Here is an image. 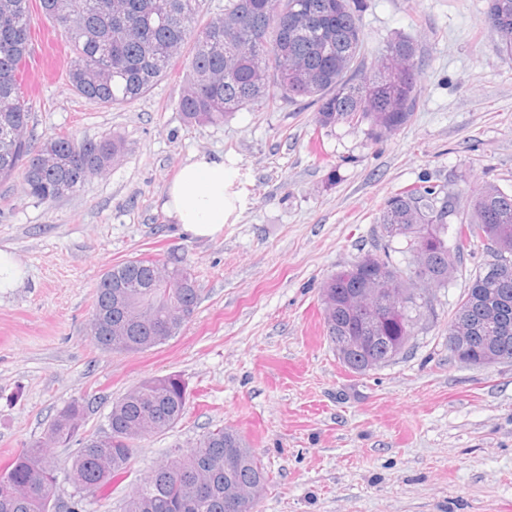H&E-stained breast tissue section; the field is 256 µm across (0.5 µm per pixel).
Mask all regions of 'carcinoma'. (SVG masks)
I'll list each match as a JSON object with an SVG mask.
<instances>
[{"label": "carcinoma", "instance_id": "1", "mask_svg": "<svg viewBox=\"0 0 512 512\" xmlns=\"http://www.w3.org/2000/svg\"><path fill=\"white\" fill-rule=\"evenodd\" d=\"M30 0H0V181L21 172L24 192L43 203L76 192L85 181L121 153L119 141L103 137L98 151L86 156L82 142L59 134L40 141L25 136L31 119L19 65L31 52ZM202 0H39L41 12L58 27L70 54L72 90L94 105L131 103L144 95L190 46L189 84L178 103L189 123H220L256 102L276 105L307 99L316 106L320 128L343 123L367 126L378 140L407 125L413 116L420 68L416 46L400 37L386 46L391 57L373 74H363L365 33L359 0H225L224 14L196 25ZM124 16L126 33L117 39L112 17ZM485 23L498 37L499 52L512 60V0H489ZM458 195L447 185L422 180L391 196L379 218L382 231L400 225L404 236L368 251L326 279L321 301L331 343L360 331L363 308L352 298L362 288H402L407 338L422 316L421 291L442 287L464 256L479 243L491 247L492 261L473 277L448 321V333L466 336L474 361L512 360V330L493 335L498 318L512 325V191L485 182L457 225L436 221L432 202ZM404 256L405 262L393 254ZM165 262L134 258L112 266L95 288L92 321L95 341L104 351L141 352L162 341L151 325L135 326L118 341L104 323L114 319V285H128V298L157 313L176 301L188 315L198 304L194 275L163 285ZM378 340L365 351H351L347 368L364 374L384 352ZM186 388L175 375L154 377L128 390L112 404L109 435L87 439L73 457L69 473L81 492L96 490L123 475L136 445L181 421ZM84 408L69 404L47 432L50 443L76 436ZM55 462L44 444L35 443L5 466L8 487L0 485V512H46ZM268 472L241 434L230 428L207 432L186 452L159 464L124 502L122 512H228L224 491L245 492L244 512H253Z\"/></svg>", "mask_w": 512, "mask_h": 512}]
</instances>
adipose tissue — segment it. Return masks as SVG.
Returning <instances> with one entry per match:
<instances>
[{
    "instance_id": "ef3b65f1",
    "label": "adipose tissue",
    "mask_w": 512,
    "mask_h": 512,
    "mask_svg": "<svg viewBox=\"0 0 512 512\" xmlns=\"http://www.w3.org/2000/svg\"><path fill=\"white\" fill-rule=\"evenodd\" d=\"M228 173L223 154L194 153L162 191L161 208L171 223L193 238L218 236L242 207Z\"/></svg>"
}]
</instances>
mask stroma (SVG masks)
I'll return each mask as SVG.
<instances>
[{
	"label": "stroma",
	"instance_id": "obj_1",
	"mask_svg": "<svg viewBox=\"0 0 512 512\" xmlns=\"http://www.w3.org/2000/svg\"><path fill=\"white\" fill-rule=\"evenodd\" d=\"M488 0H363L368 62L401 36L422 66L416 107L395 134L318 128L306 101L260 104L220 124H188L176 62L138 100L102 107L58 77L30 99L36 138L109 135L121 158L51 203L0 182V249L25 268L0 292V467L72 400L77 440L48 445L55 497L121 512L160 460L217 427L240 431L269 474L257 512H512V362L469 366L448 351V321L490 259L478 246L432 289L406 351L348 371L324 330L320 288L377 243L389 197L427 179L468 207L485 181L512 190V62L484 18ZM233 158L237 218L193 239L161 208L164 185L195 152ZM134 257L184 259L194 315L166 342L106 352L90 334L94 288ZM186 387V414L139 444L126 473L77 493L68 467L103 434L117 398L154 377Z\"/></svg>",
	"mask_w": 512,
	"mask_h": 512
}]
</instances>
